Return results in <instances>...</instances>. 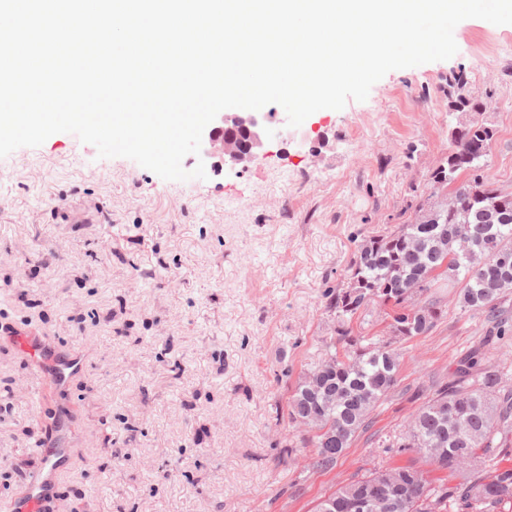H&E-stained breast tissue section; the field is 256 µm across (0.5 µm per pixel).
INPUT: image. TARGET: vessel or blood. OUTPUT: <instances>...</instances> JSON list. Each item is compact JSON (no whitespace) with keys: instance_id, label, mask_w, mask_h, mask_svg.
Masks as SVG:
<instances>
[{"instance_id":"vessel-or-blood-1","label":"vessel or blood","mask_w":512,"mask_h":512,"mask_svg":"<svg viewBox=\"0 0 512 512\" xmlns=\"http://www.w3.org/2000/svg\"><path fill=\"white\" fill-rule=\"evenodd\" d=\"M10 342L25 354L37 372L60 390L85 369V359L79 353L56 347L46 336L29 330L25 325H13ZM43 465L26 482L25 489L10 504V512H44L55 499L59 481L66 472L71 450L64 434H57L42 448Z\"/></svg>"}]
</instances>
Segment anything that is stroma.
Listing matches in <instances>:
<instances>
[{"label":"stroma","mask_w":512,"mask_h":512,"mask_svg":"<svg viewBox=\"0 0 512 512\" xmlns=\"http://www.w3.org/2000/svg\"><path fill=\"white\" fill-rule=\"evenodd\" d=\"M454 36L451 59L390 71L365 101L300 127L270 105L262 155L208 161L203 180L98 158L70 133L0 158V325L88 361L67 393L46 384L37 399L30 361L0 340V512L61 423L73 461L45 512H315L368 469L408 464L391 448L418 394L485 328L447 289V316L397 343L396 391L331 469L310 467L312 433L289 424L288 401L336 335L327 290L347 287L365 240L413 221L456 127L495 126L487 172L512 191V54L479 63L512 25L467 19ZM460 93L480 115L449 111Z\"/></svg>","instance_id":"35a3bbf8"}]
</instances>
